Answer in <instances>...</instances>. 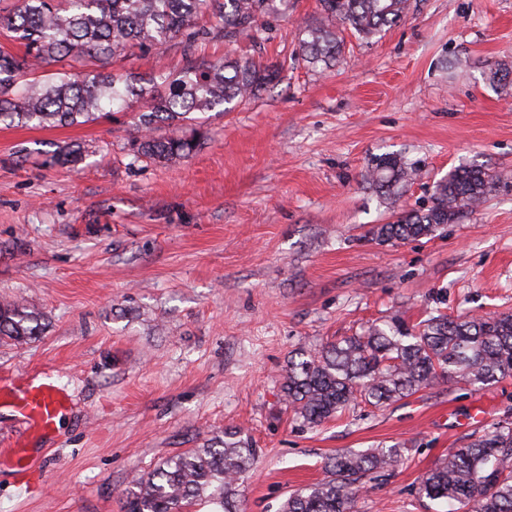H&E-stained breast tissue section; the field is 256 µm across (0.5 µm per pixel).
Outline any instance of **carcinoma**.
<instances>
[{
  "instance_id": "carcinoma-1",
  "label": "carcinoma",
  "mask_w": 512,
  "mask_h": 512,
  "mask_svg": "<svg viewBox=\"0 0 512 512\" xmlns=\"http://www.w3.org/2000/svg\"><path fill=\"white\" fill-rule=\"evenodd\" d=\"M275 0H18L0 14V29L24 46L21 57L0 50V125L39 128L71 126L120 113L133 102L139 138L133 156L176 162L197 152L204 132L156 136L160 126H181L191 114L256 94L277 78L278 68L259 61L194 57L179 70L159 67L148 75L109 70L111 60L129 48L160 50L177 40L188 54L211 38L214 28L199 25L208 13L224 36L258 32ZM322 17L306 27L302 59L327 66L343 45L340 30L372 38L400 22L409 0H319ZM77 62L83 69L43 78L44 63ZM496 86L512 84V65L488 72ZM78 146L53 154L52 165H74ZM417 175L401 157H385L366 178L389 193ZM493 176L460 167L437 182L431 205L404 212L373 230L375 239L400 242L434 237L461 213L477 207ZM43 317L20 303L0 305V336L19 344L44 333ZM512 376V314L448 318L436 302L427 319L408 324L394 316L362 333L327 342L288 359L280 388L294 415L318 426L361 401L383 406L407 398L442 380L481 389ZM257 449L241 427H228L200 448L167 458L134 478L123 512H245L240 486ZM405 464L398 445L346 451L327 459L326 477L294 490L281 512H357L365 479L386 477ZM419 498L446 512H512V423L499 422L439 458L421 478Z\"/></svg>"
}]
</instances>
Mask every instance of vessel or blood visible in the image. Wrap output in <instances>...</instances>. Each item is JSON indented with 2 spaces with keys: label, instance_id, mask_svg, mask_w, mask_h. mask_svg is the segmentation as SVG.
<instances>
[{
  "label": "vessel or blood",
  "instance_id": "vessel-or-blood-1",
  "mask_svg": "<svg viewBox=\"0 0 512 512\" xmlns=\"http://www.w3.org/2000/svg\"><path fill=\"white\" fill-rule=\"evenodd\" d=\"M17 416L26 428L47 434L65 405L54 381L40 378L18 380L11 394Z\"/></svg>",
  "mask_w": 512,
  "mask_h": 512
}]
</instances>
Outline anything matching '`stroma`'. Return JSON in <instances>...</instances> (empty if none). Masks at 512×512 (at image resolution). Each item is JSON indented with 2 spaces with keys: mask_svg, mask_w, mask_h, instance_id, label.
<instances>
[{
  "mask_svg": "<svg viewBox=\"0 0 512 512\" xmlns=\"http://www.w3.org/2000/svg\"><path fill=\"white\" fill-rule=\"evenodd\" d=\"M369 40L343 32L334 66L299 57L318 0H282L258 35L215 34L211 59L274 63L277 79L230 111L202 114L186 160H134V111L51 129L0 126V303L40 310L43 336L0 339V379L41 371L66 395L29 473L0 455V512H122L131 480L239 426L258 450L246 512H279L324 478L336 452L400 445L409 462L368 482L358 512H429L416 494L434 462L512 423V377L476 390L439 383L323 426L280 391L292 352L397 315L512 313V0H410ZM185 66L181 45L128 51L119 72ZM80 144L72 167L47 165ZM399 155L417 179L382 194L366 178ZM472 165L484 202L441 235L378 242L376 225L430 204Z\"/></svg>",
  "mask_w": 512,
  "mask_h": 512,
  "instance_id": "35a3bbf8",
  "label": "stroma"
}]
</instances>
